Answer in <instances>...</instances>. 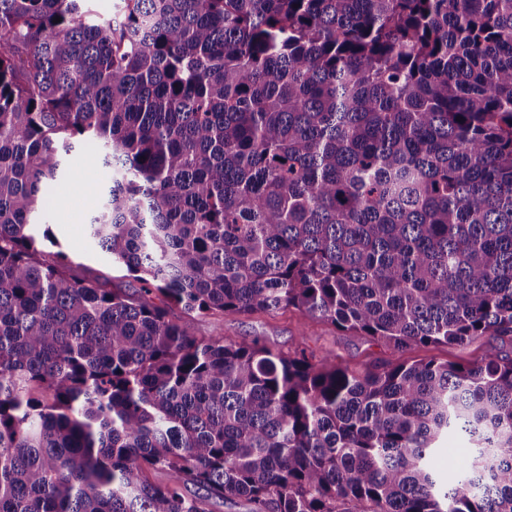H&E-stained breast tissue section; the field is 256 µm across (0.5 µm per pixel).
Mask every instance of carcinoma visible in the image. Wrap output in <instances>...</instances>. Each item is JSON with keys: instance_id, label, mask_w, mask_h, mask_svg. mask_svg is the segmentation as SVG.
Listing matches in <instances>:
<instances>
[{"instance_id": "1", "label": "carcinoma", "mask_w": 512, "mask_h": 512, "mask_svg": "<svg viewBox=\"0 0 512 512\" xmlns=\"http://www.w3.org/2000/svg\"><path fill=\"white\" fill-rule=\"evenodd\" d=\"M81 2L0 0V512H512V357L359 371L169 315L512 336V0ZM76 141L136 293L31 232Z\"/></svg>"}]
</instances>
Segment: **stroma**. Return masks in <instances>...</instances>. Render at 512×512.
<instances>
[{"instance_id":"35a3bbf8","label":"stroma","mask_w":512,"mask_h":512,"mask_svg":"<svg viewBox=\"0 0 512 512\" xmlns=\"http://www.w3.org/2000/svg\"><path fill=\"white\" fill-rule=\"evenodd\" d=\"M111 180L112 171L104 166L94 146L76 144L64 157L62 174L52 191L43 221L49 224L74 264L99 276L105 287L132 293L138 290V282L128 276L122 265L102 254L85 232V226L101 206L102 193L108 189ZM170 316L192 324L200 336H221L240 343L257 339L284 353L303 348L317 357L331 351L336 355L337 364L360 371L389 361L434 359L476 363L491 348L512 356L510 336H482L463 347L418 345L399 350L387 342L345 332L294 308L275 313L196 315L174 307Z\"/></svg>"}]
</instances>
